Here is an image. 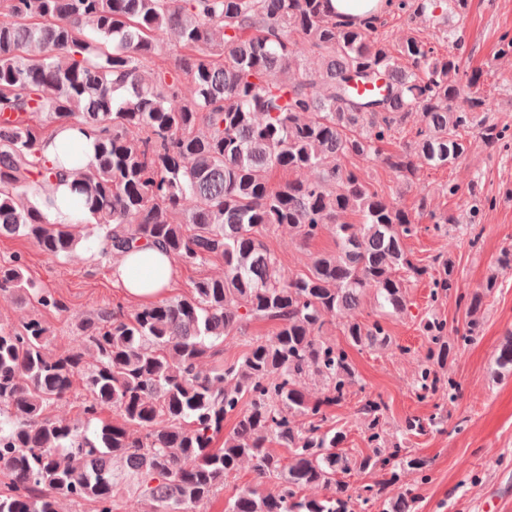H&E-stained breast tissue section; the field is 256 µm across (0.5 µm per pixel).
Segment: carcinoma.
Instances as JSON below:
<instances>
[{"label":"carcinoma","mask_w":512,"mask_h":512,"mask_svg":"<svg viewBox=\"0 0 512 512\" xmlns=\"http://www.w3.org/2000/svg\"><path fill=\"white\" fill-rule=\"evenodd\" d=\"M468 4L386 0L349 20L333 0H0V236L68 261L95 249L116 258L142 240L175 263L221 267L180 296L75 313L72 348H52L43 317L16 321L0 307V512H67V503L119 512L122 487L145 512H201L244 467L257 482L236 489L224 512H350L352 500L372 506L383 483L401 481L402 439L387 432L381 401L364 397L354 410L371 454L350 456L329 426L327 408L359 385L348 348L392 345L383 310L406 314L411 283L428 279L434 301L457 291L465 323L453 341L447 319L421 320L413 384L423 399L454 351L482 336L498 276L462 293L451 254L413 258L404 241L416 218L356 161L412 184L477 138L512 151L481 73L462 65L461 35L447 33L441 52L421 33L396 43L388 34L404 16L444 31ZM413 112L412 140L387 151ZM66 129L94 137L95 163L65 151L66 167L52 173L41 147ZM278 171L288 179L274 181ZM63 177L76 192L69 207L83 214L74 224L44 211ZM467 205L459 231L475 246L474 218L495 201L473 185ZM418 216L444 237L456 223L425 196ZM284 226L303 246L329 226L335 249L285 280L265 243ZM369 296L377 310L367 313ZM0 297L68 311L20 254L0 259ZM253 321L275 330L249 336ZM338 323L343 345L328 337ZM238 336V354L224 357V341ZM494 363L496 375L512 373V338ZM76 391V411L57 413ZM439 424L410 416L403 431ZM354 470L386 479L353 496L344 477ZM316 488L328 494L306 495ZM416 504L406 488L382 512Z\"/></svg>","instance_id":"obj_1"}]
</instances>
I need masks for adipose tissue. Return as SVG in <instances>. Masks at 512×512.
Segmentation results:
<instances>
[{
  "instance_id": "adipose-tissue-1",
  "label": "adipose tissue",
  "mask_w": 512,
  "mask_h": 512,
  "mask_svg": "<svg viewBox=\"0 0 512 512\" xmlns=\"http://www.w3.org/2000/svg\"><path fill=\"white\" fill-rule=\"evenodd\" d=\"M172 266V260L160 249L139 244L118 263L114 284L133 297L154 299L168 287Z\"/></svg>"
}]
</instances>
